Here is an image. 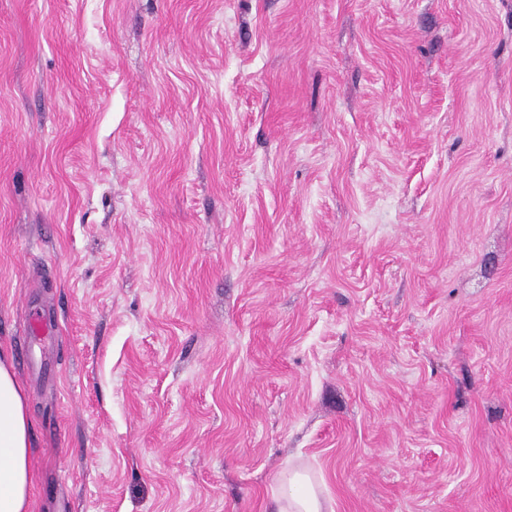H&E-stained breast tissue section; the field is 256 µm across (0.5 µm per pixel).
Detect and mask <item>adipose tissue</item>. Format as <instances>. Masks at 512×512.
Wrapping results in <instances>:
<instances>
[{"instance_id":"adipose-tissue-1","label":"adipose tissue","mask_w":512,"mask_h":512,"mask_svg":"<svg viewBox=\"0 0 512 512\" xmlns=\"http://www.w3.org/2000/svg\"><path fill=\"white\" fill-rule=\"evenodd\" d=\"M31 422L12 357L0 349V512H28L33 461ZM293 492H273L275 512H334L331 499L311 477L293 470Z\"/></svg>"}]
</instances>
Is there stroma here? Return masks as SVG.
<instances>
[{"instance_id": "stroma-1", "label": "stroma", "mask_w": 512, "mask_h": 512, "mask_svg": "<svg viewBox=\"0 0 512 512\" xmlns=\"http://www.w3.org/2000/svg\"><path fill=\"white\" fill-rule=\"evenodd\" d=\"M0 346L30 512H512V0H0ZM288 485L295 488L288 497H283L277 488L273 489V512H334L332 500L306 472L289 470Z\"/></svg>"}]
</instances>
